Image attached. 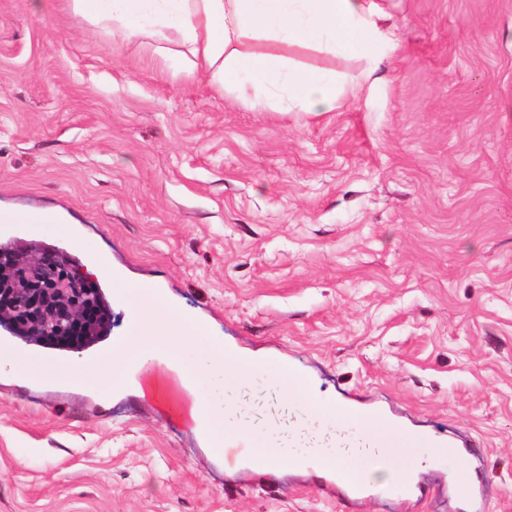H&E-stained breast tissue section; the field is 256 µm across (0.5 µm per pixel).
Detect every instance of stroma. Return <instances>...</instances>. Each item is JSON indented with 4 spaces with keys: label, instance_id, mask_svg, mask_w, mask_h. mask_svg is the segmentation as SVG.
Segmentation results:
<instances>
[{
    "label": "stroma",
    "instance_id": "obj_1",
    "mask_svg": "<svg viewBox=\"0 0 512 512\" xmlns=\"http://www.w3.org/2000/svg\"><path fill=\"white\" fill-rule=\"evenodd\" d=\"M376 61L287 54L356 84L330 112H277L188 77L177 41L125 39L68 0H0V213L52 224L0 249L64 255L112 322L79 352L0 328V512H512V0H385ZM153 283L166 316L279 358L306 394L433 448L402 498L349 503L330 474L253 468L290 436L288 388L252 375L211 405L274 402L214 455L167 391L65 383L40 362L145 334L96 262ZM483 495L449 494L457 467Z\"/></svg>",
    "mask_w": 512,
    "mask_h": 512
}]
</instances>
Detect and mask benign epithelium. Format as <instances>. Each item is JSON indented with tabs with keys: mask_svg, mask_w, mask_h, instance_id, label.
Here are the masks:
<instances>
[{
	"mask_svg": "<svg viewBox=\"0 0 512 512\" xmlns=\"http://www.w3.org/2000/svg\"><path fill=\"white\" fill-rule=\"evenodd\" d=\"M9 256L11 262L0 266V316L11 318L18 333L30 340L64 336L85 322L88 307L102 305L99 289L85 288L86 275L67 262Z\"/></svg>",
	"mask_w": 512,
	"mask_h": 512,
	"instance_id": "7a95c632",
	"label": "benign epithelium"
}]
</instances>
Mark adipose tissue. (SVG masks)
Listing matches in <instances>:
<instances>
[{
	"instance_id": "1",
	"label": "adipose tissue",
	"mask_w": 512,
	"mask_h": 512,
	"mask_svg": "<svg viewBox=\"0 0 512 512\" xmlns=\"http://www.w3.org/2000/svg\"><path fill=\"white\" fill-rule=\"evenodd\" d=\"M74 12L93 25L111 28L125 38L152 31L174 36L183 46L178 60L187 75L206 73L224 92L253 91L257 104L287 102L304 112H328L349 86L336 73L299 69L279 53L257 54L252 41L302 46L327 54L370 58L383 33L378 22L386 15L379 0H70ZM185 323L153 317L138 351L126 362L137 374L140 393H153L169 383L192 398L191 418L213 448L223 445L211 427L206 398L197 377L215 386L234 387L249 371L301 387V379L271 359H254L224 349L217 337L206 341L204 357L193 373H185L173 354L184 346Z\"/></svg>"
}]
</instances>
